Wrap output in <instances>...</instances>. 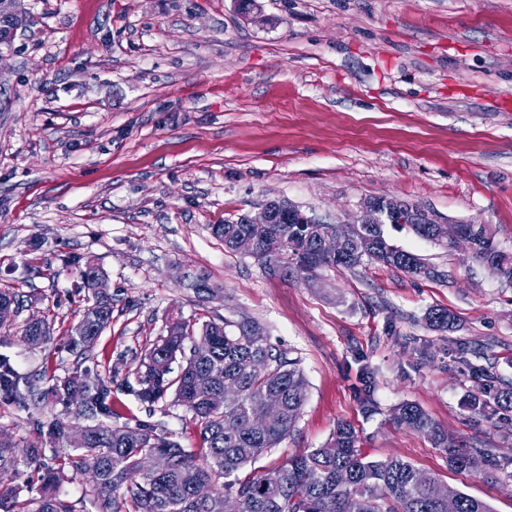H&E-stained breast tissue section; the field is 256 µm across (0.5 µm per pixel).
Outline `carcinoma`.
I'll use <instances>...</instances> for the list:
<instances>
[{
    "label": "carcinoma",
    "mask_w": 512,
    "mask_h": 512,
    "mask_svg": "<svg viewBox=\"0 0 512 512\" xmlns=\"http://www.w3.org/2000/svg\"><path fill=\"white\" fill-rule=\"evenodd\" d=\"M461 229L476 246L475 259L500 280L512 284V252L494 243L489 224H463ZM213 234L224 247L236 253L237 240L251 245L250 254L271 276L283 280L301 277L321 279L325 269L354 270L370 262L436 280L441 273L402 250L387 245L381 228L355 225L351 228L349 255L332 259L315 249L311 228L297 224H214ZM103 271L86 263L80 269L82 287L93 293V303L70 335V346L81 354L90 351L95 339L112 325V301L95 292L94 282ZM426 326L445 332L453 325L448 310L433 308ZM46 320L26 323L24 336L36 343L50 340ZM189 333L179 320L170 323L167 335L145 354L140 400L155 404L174 390L175 402L192 413L199 431L195 448L182 445L141 421L112 426L109 394L112 378L73 377L42 386L43 378L21 377L0 360V400L22 409H45L60 404L102 420L88 426L83 442L69 437V424L53 416L42 426L54 444H67L79 454L59 460L55 449L40 464L43 494L21 504L20 512H75L72 503L57 489L72 480L69 471L93 474L91 498L96 512H225L234 502L238 512H448L441 498L443 483L411 462L391 458L368 460L357 448V436L345 424L337 426L328 447L309 448L268 471L246 467L275 448L293 430L307 398V383L299 361L267 343L264 328L244 318L230 324L206 321L200 342L207 351L190 350L177 375L172 363L184 353ZM281 405L280 417L262 430L253 427L251 415L267 399ZM512 409V386L486 384L471 397L468 409L483 417L489 411ZM394 421L427 436L448 454L458 471H472L496 481L493 449L474 448L441 430L415 403L404 402ZM164 454L166 470L143 474V458ZM18 465L15 448L0 441V471ZM457 512H491L489 506L459 490L454 491Z\"/></svg>",
    "instance_id": "carcinoma-1"
}]
</instances>
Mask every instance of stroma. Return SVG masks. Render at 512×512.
<instances>
[{"mask_svg":"<svg viewBox=\"0 0 512 512\" xmlns=\"http://www.w3.org/2000/svg\"><path fill=\"white\" fill-rule=\"evenodd\" d=\"M23 0L29 16L0 58V289L25 307L0 326V357L45 383L108 375L112 423L154 425L194 447L173 397L141 401L145 352L179 319L250 317L297 358L307 400L292 434L256 469L322 448L349 424L370 460L399 458L512 512V411L464 403L485 376L512 383V285L466 252L384 225L390 244L441 279L365 265L322 286L268 275L212 224L285 199L343 225L368 198H397L443 222L492 225L512 252V0ZM99 266L112 326L70 351ZM223 288L215 299L194 277ZM445 308L446 332L424 315ZM51 323L49 342L23 336ZM375 403L365 410L363 392ZM496 452L499 478L448 465L396 425L403 402ZM45 415L0 402L20 462L0 472L17 503L38 497L28 459Z\"/></svg>","mask_w":512,"mask_h":512,"instance_id":"obj_1","label":"stroma"}]
</instances>
